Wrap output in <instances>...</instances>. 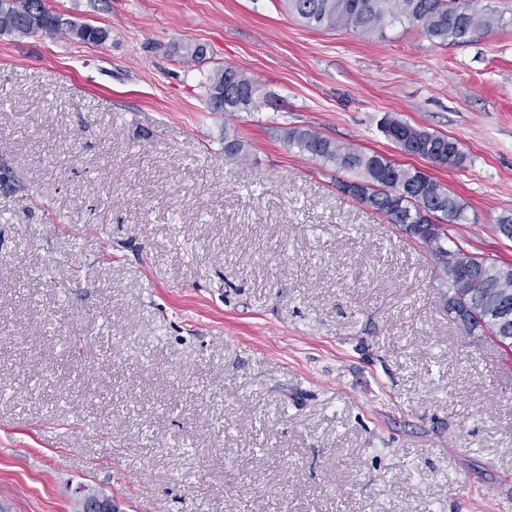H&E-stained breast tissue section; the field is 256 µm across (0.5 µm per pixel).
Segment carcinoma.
I'll list each match as a JSON object with an SVG mask.
<instances>
[{
    "label": "carcinoma",
    "mask_w": 512,
    "mask_h": 512,
    "mask_svg": "<svg viewBox=\"0 0 512 512\" xmlns=\"http://www.w3.org/2000/svg\"><path fill=\"white\" fill-rule=\"evenodd\" d=\"M480 0H288L292 14L312 28H349L361 34H384L386 27L403 20L419 24L441 45L464 44L481 30L512 24L505 13L478 8ZM0 35L29 37L68 36L84 43H101L108 32L79 24L50 8L47 0H0ZM207 100L214 112H250L269 100L261 85L232 66L210 75ZM388 138L399 135L401 149L441 166H460L466 156L458 142L407 122L386 118ZM281 139L290 148L324 163L352 172L350 196L382 214L413 237L422 228L439 225L423 243L448 275V314L470 336H480L512 351V265L450 250L448 227L467 220L465 206L437 179L399 164L376 152L369 153L308 128L286 127ZM246 157L244 144L224 131V158Z\"/></svg>",
    "instance_id": "obj_1"
}]
</instances>
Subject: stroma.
I'll return each mask as SVG.
<instances>
[{"instance_id": "stroma-1", "label": "stroma", "mask_w": 512, "mask_h": 512, "mask_svg": "<svg viewBox=\"0 0 512 512\" xmlns=\"http://www.w3.org/2000/svg\"><path fill=\"white\" fill-rule=\"evenodd\" d=\"M99 44L0 36V512H496L512 352L466 335L420 241L284 127L376 151L512 265V25L315 30L284 0H49ZM202 43L186 63L174 46ZM231 66L272 106L211 111ZM395 117L456 139L408 155ZM248 148L224 157V133ZM385 135L393 141L394 133L399 134L397 143L401 149L411 155L427 159L441 166H461L466 156L458 142L445 136L427 131L407 122L385 118L382 122ZM407 141L403 142V138ZM457 147L459 149H457Z\"/></svg>"}]
</instances>
